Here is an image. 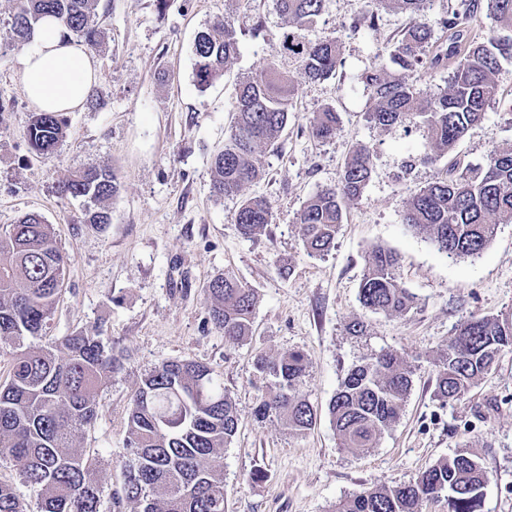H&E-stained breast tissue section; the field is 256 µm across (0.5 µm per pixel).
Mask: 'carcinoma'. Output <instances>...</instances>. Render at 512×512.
Masks as SVG:
<instances>
[{"mask_svg":"<svg viewBox=\"0 0 512 512\" xmlns=\"http://www.w3.org/2000/svg\"><path fill=\"white\" fill-rule=\"evenodd\" d=\"M286 27L283 52L305 78L323 81L336 75L340 44L334 39L305 40L303 31L323 15L327 0H275ZM432 0H369L370 9L355 16L352 27H376L381 12H396L409 23L388 42L391 66L373 65L360 81L369 91L366 119L389 130H418L425 142L424 163L452 152L489 109L502 101L501 64L512 61V0H457L433 20ZM98 0H16L11 23L14 40L27 42L45 15L89 49L100 44ZM486 14L491 26L478 30L474 19ZM233 22L216 19L197 33L192 52L197 85L205 89L223 77L239 54ZM449 67L445 88L424 95L410 80L413 72ZM290 73L273 66L236 84L233 121L224 148L211 160L214 196L239 201L234 214L242 235L250 237L272 223L264 196H243L264 176L262 154L276 150L295 109ZM341 118L331 106L313 113L311 138L336 137ZM67 124L58 112H35L27 129L30 148L52 155ZM373 153L364 146L347 155L336 185L307 199L298 224L311 257L335 245L346 206L359 199L371 180ZM65 197L86 203L85 223H111L104 203L119 192L114 170L90 167L69 176L60 188ZM402 223L450 257L475 258L491 242L500 224L512 223V143L495 150L482 164H450L446 175L416 189L407 198ZM67 256L52 225L34 213L0 228V346L13 348L8 380L0 385V458L19 477L39 489L41 512H100L99 461L74 448L78 433L94 425L97 396L124 368L122 352L98 333L78 330L43 345L26 343L46 335L64 283ZM400 260L391 250L375 248L365 259L358 289L362 308L398 316L415 304L399 278ZM208 321L230 342L252 335L258 302L254 289L224 273L205 288ZM62 345L64 355L56 354ZM512 350V323L495 316L472 315L461 322L447 349L436 359L435 397L443 404L465 398L479 380ZM254 366L266 381L254 416L276 421L293 436L310 431L317 412L301 393L309 367L305 354L260 355ZM414 369L398 352L381 350L353 365L328 405L338 447L364 454L400 417L413 386ZM240 416L224 393V381L206 364L165 361L140 379L130 398L126 447L131 464L122 498L138 512H225L224 447L238 430ZM488 475L477 455L458 451L426 467L413 481L371 486L339 501L335 512H421L425 501L444 498L448 512H480ZM0 512H25L13 489L0 483Z\"/></svg>","mask_w":512,"mask_h":512,"instance_id":"obj_1","label":"carcinoma"}]
</instances>
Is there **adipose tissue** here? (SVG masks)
<instances>
[{
  "label": "adipose tissue",
  "instance_id": "1",
  "mask_svg": "<svg viewBox=\"0 0 512 512\" xmlns=\"http://www.w3.org/2000/svg\"><path fill=\"white\" fill-rule=\"evenodd\" d=\"M16 65L26 98L41 112L81 109L101 76L86 45L64 37L61 24L51 17L36 25Z\"/></svg>",
  "mask_w": 512,
  "mask_h": 512
}]
</instances>
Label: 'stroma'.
Returning a JSON list of instances; mask_svg holds the SVG:
<instances>
[{
    "label": "stroma",
    "mask_w": 512,
    "mask_h": 512,
    "mask_svg": "<svg viewBox=\"0 0 512 512\" xmlns=\"http://www.w3.org/2000/svg\"><path fill=\"white\" fill-rule=\"evenodd\" d=\"M366 2L329 0L307 37L336 39L341 64L335 77L310 83L281 54L284 19L273 0H171L162 13L155 0H99L103 41L94 56L101 80L81 110L67 113V136L44 159L27 140L33 110L16 67L23 48L9 39L16 2L0 0V225L39 214L70 257L49 338L97 330L125 357L123 371L98 394L96 422L76 439L100 462L102 512L135 510L116 501L130 460L129 397L144 373L174 359L214 368L238 409V431L224 450L226 512H331L364 488L410 482L462 448L478 456L488 475L482 512H512V351L463 401L448 405L433 395L432 364L470 315L512 312V223L499 225L478 258L456 260L400 219L410 193L444 175L450 161L481 163L512 141V107L503 101L490 109L453 156L421 162L418 131H385L365 119L370 100L359 76L386 62V39L406 23L402 14L385 12L377 29L352 28ZM219 17L241 26L240 53L202 90L193 41ZM257 25L262 31L255 36ZM274 63L293 77L297 105L281 151L264 156L266 174L248 189L268 199L273 222L247 238L234 221L235 201L211 191L210 163L224 146L239 77ZM328 104L342 126L321 143L305 126ZM359 143L373 152L372 178L348 205L335 248L311 257L298 214L314 192L337 183ZM92 165L110 166L120 177L119 193L107 203L112 222L102 231L85 224L82 200L58 193L69 175ZM376 247L401 257V281L417 298L404 315L373 313L358 302L365 257ZM227 272L258 295L253 334L238 343L207 321L205 286ZM355 318L367 325L366 335L347 333ZM384 348L415 365L413 387L377 447L353 454L337 445L328 403L352 365ZM291 351L308 359L301 391L317 410L315 426L298 437L253 416L265 386L254 368L257 355ZM257 469L264 479L250 481Z\"/></svg>",
    "instance_id": "1"
}]
</instances>
